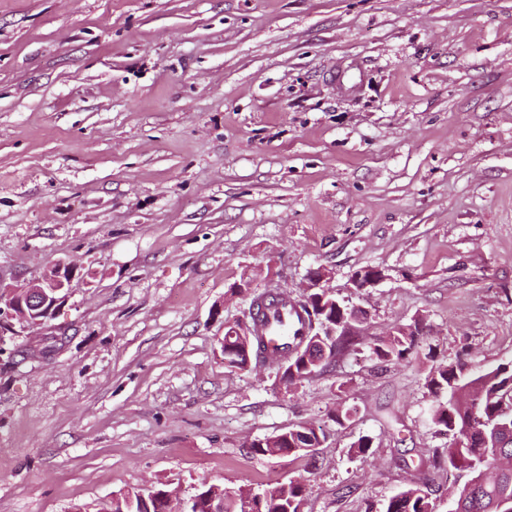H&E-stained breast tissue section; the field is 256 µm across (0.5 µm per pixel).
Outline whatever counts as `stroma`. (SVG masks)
Here are the masks:
<instances>
[{
  "mask_svg": "<svg viewBox=\"0 0 512 512\" xmlns=\"http://www.w3.org/2000/svg\"><path fill=\"white\" fill-rule=\"evenodd\" d=\"M56 261L61 348L0 355V512L291 479L382 507L448 444L428 361L228 369L230 288L322 266L366 337L422 317L438 361L512 360V0H0V281ZM301 422L315 465L254 451Z\"/></svg>",
  "mask_w": 512,
  "mask_h": 512,
  "instance_id": "obj_1",
  "label": "stroma"
}]
</instances>
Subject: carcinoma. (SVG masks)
I'll use <instances>...</instances> for the list:
<instances>
[{"mask_svg":"<svg viewBox=\"0 0 512 512\" xmlns=\"http://www.w3.org/2000/svg\"><path fill=\"white\" fill-rule=\"evenodd\" d=\"M297 312L305 332L287 347L288 379L305 380L320 372L326 363L305 357L323 322L336 317L348 325L364 318L363 311L341 301L320 303L318 299L297 301ZM424 335L373 336L369 349L383 363L402 361L420 353ZM227 367L246 370L251 364L267 362L266 346L260 336L249 346L224 339ZM425 386L436 397L431 421L436 431L448 436L446 448H435L418 465L420 477L405 483L384 505L382 512H438L434 475L449 468L467 472V479L455 487L456 512H512V361L491 368H477L467 354L429 367ZM284 451L298 458H313V449L327 433L307 423L285 429ZM306 486L299 479L280 483L251 503L224 496V512H300ZM150 493L136 491L130 501L110 506L111 512H147Z\"/></svg>","mask_w":512,"mask_h":512,"instance_id":"cac0c4a2","label":"carcinoma"}]
</instances>
